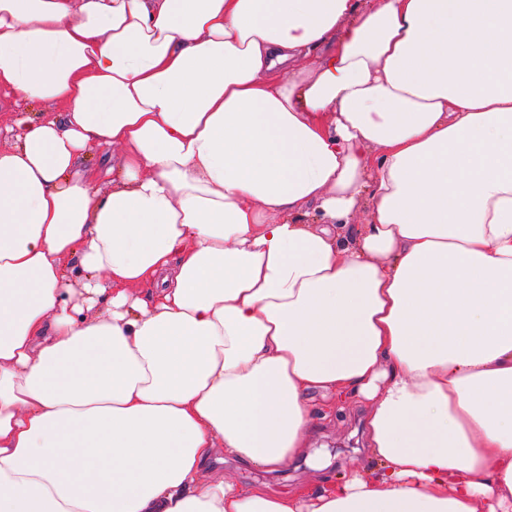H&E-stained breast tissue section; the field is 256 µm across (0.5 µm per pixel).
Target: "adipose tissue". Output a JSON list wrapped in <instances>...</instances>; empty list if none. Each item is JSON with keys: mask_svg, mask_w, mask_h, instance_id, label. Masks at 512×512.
Here are the masks:
<instances>
[{"mask_svg": "<svg viewBox=\"0 0 512 512\" xmlns=\"http://www.w3.org/2000/svg\"><path fill=\"white\" fill-rule=\"evenodd\" d=\"M0 90V512H512V0H0ZM314 391L379 468L226 481ZM4 112H23L26 116L33 119H43L46 117H57L64 112L62 106L44 101H35L21 106H16L8 99L0 95V115L2 120L9 117L11 113Z\"/></svg>", "mask_w": 512, "mask_h": 512, "instance_id": "ef3b65f1", "label": "adipose tissue"}]
</instances>
